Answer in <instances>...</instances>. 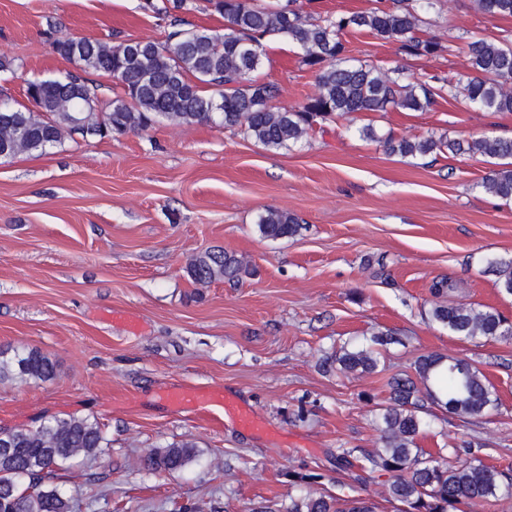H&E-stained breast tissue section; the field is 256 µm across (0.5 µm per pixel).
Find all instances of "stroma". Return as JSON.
Wrapping results in <instances>:
<instances>
[{
	"label": "stroma",
	"mask_w": 512,
	"mask_h": 512,
	"mask_svg": "<svg viewBox=\"0 0 512 512\" xmlns=\"http://www.w3.org/2000/svg\"><path fill=\"white\" fill-rule=\"evenodd\" d=\"M144 0H0V100L27 105L33 80L84 74L100 105L112 77L81 72L52 43L64 35L112 45L165 42ZM444 50L409 56L364 31L345 55L403 82L473 78L466 45L512 43V17L489 18L472 0H433L423 14ZM254 77L278 86V106L300 108L317 74L295 47L268 39ZM371 124L379 133L359 134ZM512 137V112L436 98L420 112L338 116L288 149L269 150L237 129L153 122L110 138L65 136L42 154L0 158V349L36 348L56 361L48 382H0V426L47 418L97 419L110 440L98 459L73 461L59 487L77 512H261L287 503V473L325 464L339 448L378 445L377 403L390 376L437 352L475 364L496 387L497 409L474 417L432 410L421 439L448 465L473 459L512 475V338L467 342L429 318L430 288L450 278L452 304L496 308L512 320L491 261L512 259V204L487 193L492 164L478 155L426 163L389 154L381 137ZM294 214L296 236L263 238L258 217ZM221 248L252 271L198 285L187 268ZM377 331L396 342L385 372L323 371L343 342ZM184 387L226 392L265 429L177 408ZM190 439L195 459L152 472L143 458Z\"/></svg>",
	"instance_id": "obj_1"
}]
</instances>
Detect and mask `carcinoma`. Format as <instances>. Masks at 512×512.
<instances>
[{
  "instance_id": "obj_1",
  "label": "carcinoma",
  "mask_w": 512,
  "mask_h": 512,
  "mask_svg": "<svg viewBox=\"0 0 512 512\" xmlns=\"http://www.w3.org/2000/svg\"><path fill=\"white\" fill-rule=\"evenodd\" d=\"M224 18V28H180L177 12L192 7L191 0H146L144 9L168 23L171 31L161 44L130 39L110 46L89 38L62 37L54 49L84 71L111 76L121 92L99 108L95 88L77 76L64 80H35L27 98L38 111L25 106L0 111V153H43L61 142L64 134L105 137L147 128L157 117H175L185 124L218 122L239 128L268 149L299 142L313 130V119L363 112H418L430 106L439 89L423 83L400 84L399 78L343 57V36L367 31L410 55H435L441 50L427 35L420 16L423 0H386L368 11L313 18L293 8L297 0L276 7L259 0H206ZM476 10L492 18L511 17L512 0H473ZM279 38L301 52V62L316 70L318 93L300 109L274 104L278 89L259 83L253 74L262 63V40ZM476 77L466 85L446 83L448 96L485 112H512V46L487 40L468 43ZM386 150L404 158L438 154H480L496 160L483 187L506 202L512 200V139L483 136L450 139L442 134L384 139ZM298 219L283 210L269 209L259 219L261 236L272 240L299 233ZM500 291L512 296V260L494 263ZM192 280L207 284L224 278L240 281L250 271L235 255L207 250L188 268ZM454 288L442 277L433 282L436 298L429 310L432 322L461 340H492L512 335V323L501 312L466 303L438 301ZM393 343L388 332H377L361 343L340 347L321 367L343 375L378 372L381 350ZM57 364L33 348L0 350V381L14 378L50 381ZM389 398L379 405L374 450L338 448L330 463L349 479L355 490L384 478L386 498L403 506L402 512H475L491 501L512 500V477L481 462L465 461L450 467L441 457L419 448L428 432V407L467 417L497 406L495 387L464 358L440 353L419 355L413 374L394 375L387 382ZM13 454L0 456V512H76V500L50 483L56 471L73 458H96L109 440L101 424L89 417L52 418L37 427L11 432ZM190 440L153 449L144 459L152 471H178L196 457ZM325 474L317 470L288 472L295 493L274 512H374V505L355 495L316 496L311 486Z\"/></svg>"
}]
</instances>
